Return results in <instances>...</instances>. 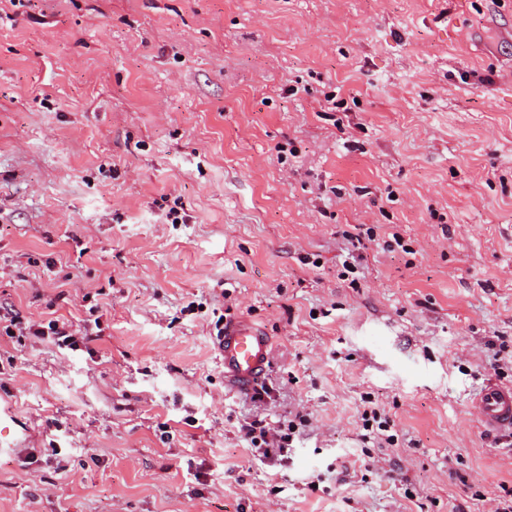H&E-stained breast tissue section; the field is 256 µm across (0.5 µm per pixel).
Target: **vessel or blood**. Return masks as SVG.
Wrapping results in <instances>:
<instances>
[{"mask_svg": "<svg viewBox=\"0 0 512 512\" xmlns=\"http://www.w3.org/2000/svg\"><path fill=\"white\" fill-rule=\"evenodd\" d=\"M215 346L223 361L227 391H250L270 361L269 336L248 321H230L216 336ZM470 406L486 431H512V386L485 382L471 399Z\"/></svg>", "mask_w": 512, "mask_h": 512, "instance_id": "1", "label": "vessel or blood"}]
</instances>
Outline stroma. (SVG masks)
Segmentation results:
<instances>
[{
	"instance_id": "35a3bbf8",
	"label": "stroma",
	"mask_w": 512,
	"mask_h": 512,
	"mask_svg": "<svg viewBox=\"0 0 512 512\" xmlns=\"http://www.w3.org/2000/svg\"><path fill=\"white\" fill-rule=\"evenodd\" d=\"M237 319L259 408L213 345ZM487 381L512 0H0V512H492ZM299 413L279 460L240 431ZM10 325L19 327V330H27L33 336H50L52 342L60 348L74 349L77 347L78 340L76 339V330L72 329V325L65 322L59 323V320L49 321L47 324L48 331L41 323L33 321L22 322L18 313H14L10 318ZM216 350L223 361L224 387L231 393L250 391L270 361V338L246 320L224 324L215 336Z\"/></svg>"
}]
</instances>
